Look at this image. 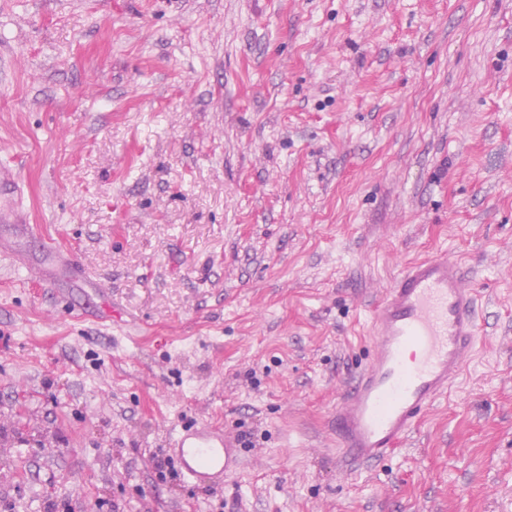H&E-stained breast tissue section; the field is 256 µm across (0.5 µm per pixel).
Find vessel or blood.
<instances>
[{
  "label": "vessel or blood",
  "mask_w": 512,
  "mask_h": 512,
  "mask_svg": "<svg viewBox=\"0 0 512 512\" xmlns=\"http://www.w3.org/2000/svg\"><path fill=\"white\" fill-rule=\"evenodd\" d=\"M23 187L0 164V223L28 224ZM460 259L448 255L409 264L375 303L369 361L356 372L332 414L346 465L386 460L463 375L485 328L478 294L465 287ZM168 451L188 481L221 485L243 468L236 435L208 421L182 425Z\"/></svg>",
  "instance_id": "1"
}]
</instances>
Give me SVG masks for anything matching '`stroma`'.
<instances>
[{
  "mask_svg": "<svg viewBox=\"0 0 512 512\" xmlns=\"http://www.w3.org/2000/svg\"><path fill=\"white\" fill-rule=\"evenodd\" d=\"M1 161L0 512H512V0H0ZM444 250L483 344L349 469L370 310ZM201 419L243 471L159 479ZM23 187L15 168L9 164H0V223L20 225L29 224L27 211L22 205Z\"/></svg>",
  "mask_w": 512,
  "mask_h": 512,
  "instance_id": "1",
  "label": "stroma"
}]
</instances>
